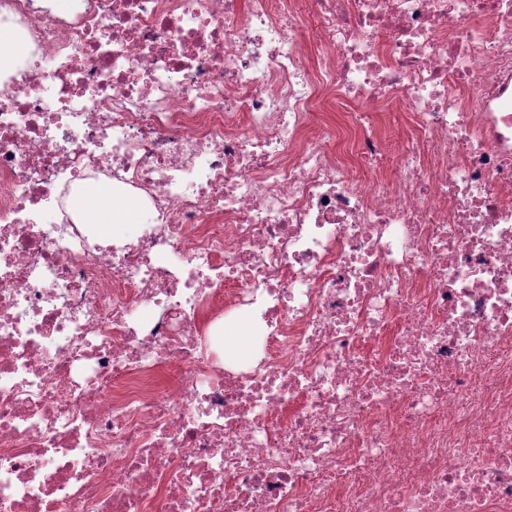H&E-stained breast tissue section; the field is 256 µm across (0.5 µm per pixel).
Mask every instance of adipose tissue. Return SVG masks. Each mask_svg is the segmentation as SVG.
I'll return each mask as SVG.
<instances>
[{
  "label": "adipose tissue",
  "mask_w": 512,
  "mask_h": 512,
  "mask_svg": "<svg viewBox=\"0 0 512 512\" xmlns=\"http://www.w3.org/2000/svg\"><path fill=\"white\" fill-rule=\"evenodd\" d=\"M72 207L87 223L93 224L99 236L106 241L119 233L139 209L137 200L132 197L118 203L108 200L106 190L94 183L86 185L83 192L73 198Z\"/></svg>",
  "instance_id": "adipose-tissue-1"
}]
</instances>
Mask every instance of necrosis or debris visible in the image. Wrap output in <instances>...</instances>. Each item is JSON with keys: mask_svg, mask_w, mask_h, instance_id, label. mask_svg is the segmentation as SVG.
<instances>
[{"mask_svg": "<svg viewBox=\"0 0 512 512\" xmlns=\"http://www.w3.org/2000/svg\"><path fill=\"white\" fill-rule=\"evenodd\" d=\"M314 5L0 0V512H512V0ZM9 41L10 43V55L7 58H0V67L11 66L14 63H18L27 57V46L19 37H12L9 31L4 27L0 26V42ZM379 125L382 127L387 136L390 154L385 156L384 161H393L401 146L402 130L405 122V117L402 112H382ZM72 207L88 224L95 225L104 241L112 239V234L119 233L124 224H129L130 216L139 211L135 198L128 197L115 204L107 199L106 190L94 183L86 185L83 192L73 198ZM256 329L253 326L248 316L243 313L236 317L225 319L224 323V341H223V354H234L239 358L246 355L243 348L246 345L245 337L250 336L251 339L255 335Z\"/></svg>", "mask_w": 512, "mask_h": 512, "instance_id": "1", "label": "necrosis or debris"}]
</instances>
